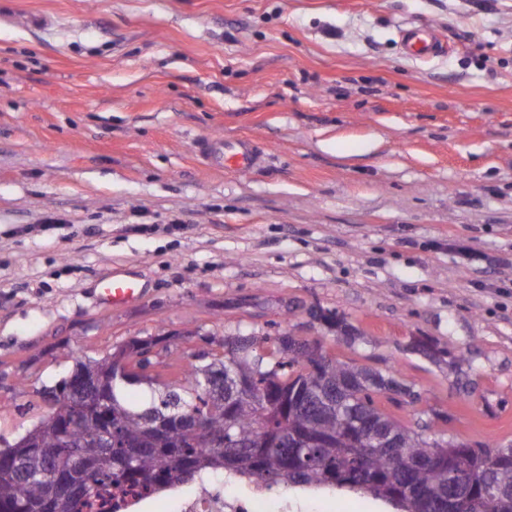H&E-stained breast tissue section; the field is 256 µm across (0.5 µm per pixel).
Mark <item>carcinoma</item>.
<instances>
[{
    "label": "carcinoma",
    "instance_id": "carcinoma-1",
    "mask_svg": "<svg viewBox=\"0 0 512 512\" xmlns=\"http://www.w3.org/2000/svg\"><path fill=\"white\" fill-rule=\"evenodd\" d=\"M309 315L345 342L368 341L366 331L336 312L312 307ZM235 348L213 359L190 364L182 387L158 391L140 408L122 395L125 382L115 380L112 395V447L97 440L101 415H82L70 432L71 444L89 461L103 466L98 485L157 494L172 483L203 484L209 472L254 479L267 487L291 485L362 489L397 512H512V443L468 444L432 435L431 423L417 418L405 424L378 405L387 398L398 405L422 401L395 367L384 371L324 356L322 346L292 333L235 336ZM144 341L136 339L101 358H78L75 368L109 375L120 360L144 367L152 363ZM224 373V405L217 407L205 390L211 362ZM57 405L34 426L35 444L0 448V456H16L32 472L62 452L59 434L69 424L73 397L66 385L53 386ZM200 417L221 447L204 446L197 437L172 430L156 447L140 448L150 419ZM396 441L384 448L373 436H362L359 423ZM135 456V468L116 479L107 459L118 465ZM44 478L19 480L0 471V512H27L49 497ZM61 512H109L94 496L71 500Z\"/></svg>",
    "mask_w": 512,
    "mask_h": 512
}]
</instances>
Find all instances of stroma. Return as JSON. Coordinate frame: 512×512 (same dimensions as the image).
<instances>
[{
	"instance_id": "35a3bbf8",
	"label": "stroma",
	"mask_w": 512,
	"mask_h": 512,
	"mask_svg": "<svg viewBox=\"0 0 512 512\" xmlns=\"http://www.w3.org/2000/svg\"><path fill=\"white\" fill-rule=\"evenodd\" d=\"M415 24L447 53H403ZM241 137L250 170L197 149ZM115 270L138 301L97 302ZM288 331L398 368L422 400L397 418L512 442V0H0V439L77 357L158 339L163 387ZM420 339L471 353L470 393ZM308 312L311 317L318 318L323 322L333 336L344 339L346 343L354 344L356 341L368 342L369 340L366 331L354 326L346 317L340 316L337 312L324 311L316 307L310 308Z\"/></svg>"
}]
</instances>
